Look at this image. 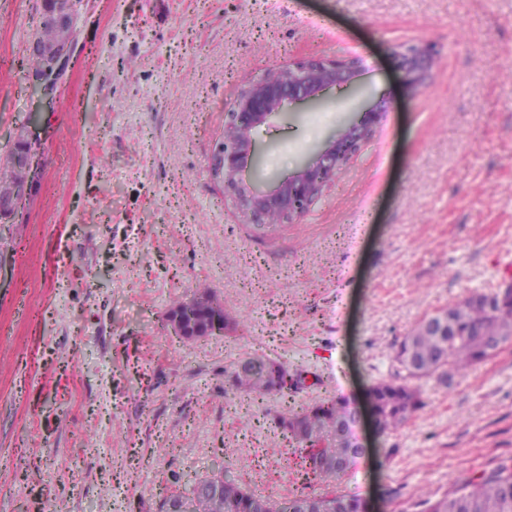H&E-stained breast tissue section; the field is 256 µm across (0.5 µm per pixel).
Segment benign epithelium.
<instances>
[{
  "mask_svg": "<svg viewBox=\"0 0 512 512\" xmlns=\"http://www.w3.org/2000/svg\"><path fill=\"white\" fill-rule=\"evenodd\" d=\"M83 0H52L46 18L71 30L70 39L61 45L42 49L43 62L37 72L27 76L32 96L39 100L57 96L69 68L77 43L78 5ZM404 70L405 88L410 96L420 93L434 64V51L425 45H411L399 52ZM360 62L356 58L314 57L296 60L272 74L245 85L225 113L224 141L210 160L215 178L224 183V196L230 198L244 217L259 225L275 213L291 223L303 217L323 195L346 163L356 155L378 122L383 106L361 108L351 113L339 132L317 146L301 168L280 179L269 189H260L246 179V169L257 164L252 132L278 112L284 104L320 106L323 94L333 88H345L354 97L362 91L353 84ZM12 144L18 146L16 159L35 166L42 143L28 128L13 132ZM174 332L190 338L219 334L220 323L202 325L170 317Z\"/></svg>",
  "mask_w": 512,
  "mask_h": 512,
  "instance_id": "benign-epithelium-1",
  "label": "benign epithelium"
}]
</instances>
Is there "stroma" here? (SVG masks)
Returning a JSON list of instances; mask_svg holds the SVG:
<instances>
[{"mask_svg":"<svg viewBox=\"0 0 512 512\" xmlns=\"http://www.w3.org/2000/svg\"><path fill=\"white\" fill-rule=\"evenodd\" d=\"M36 0H0L4 138L36 109L42 177L0 224V512H168L223 472L253 493L317 494L283 405L397 379L420 320L512 282V0H86L56 99L20 59ZM431 45L406 96L394 50ZM356 56L373 134L300 221L267 232L212 177L225 114L248 81L303 57ZM284 106L253 132L261 188L295 172L358 105ZM206 285L236 326L187 340L170 312ZM249 356L317 375L289 397L227 379ZM395 431L356 428L336 479L369 512H415L512 464V341L420 383Z\"/></svg>","mask_w":512,"mask_h":512,"instance_id":"obj_1","label":"stroma"}]
</instances>
